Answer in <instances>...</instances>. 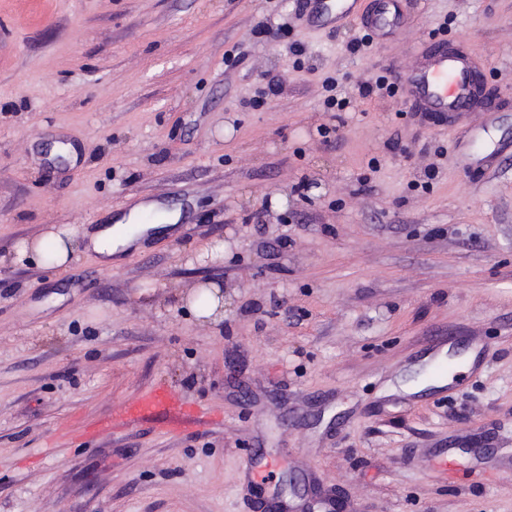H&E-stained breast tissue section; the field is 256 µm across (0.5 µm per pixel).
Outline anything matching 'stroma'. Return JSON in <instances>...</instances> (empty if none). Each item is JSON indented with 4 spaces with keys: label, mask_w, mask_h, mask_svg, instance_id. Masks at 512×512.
<instances>
[{
    "label": "stroma",
    "mask_w": 512,
    "mask_h": 512,
    "mask_svg": "<svg viewBox=\"0 0 512 512\" xmlns=\"http://www.w3.org/2000/svg\"><path fill=\"white\" fill-rule=\"evenodd\" d=\"M301 2L0 0V512H255L251 454L306 485L293 512H512V471L477 463L512 444V0H404L359 53ZM428 38L469 45L495 112L359 98ZM154 201L175 232L112 266L15 260ZM434 334L480 373L386 394ZM158 383L213 424L96 431Z\"/></svg>",
    "instance_id": "1"
}]
</instances>
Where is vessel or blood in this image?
I'll return each mask as SVG.
<instances>
[{"label":"vessel or blood","mask_w":512,"mask_h":512,"mask_svg":"<svg viewBox=\"0 0 512 512\" xmlns=\"http://www.w3.org/2000/svg\"><path fill=\"white\" fill-rule=\"evenodd\" d=\"M304 16L312 25L341 28L355 22L378 38L405 22L399 0H305ZM473 68L472 59L465 50L452 54L444 41L433 40L427 46L422 64L402 67L396 75L408 97L425 111L444 117L469 110L476 89ZM155 417L162 418L173 433L196 430L209 420L203 410L187 406L176 390L160 385L124 407L118 415L103 420L102 426L120 428ZM276 466L273 460L246 466L244 488L256 505L265 504L268 482Z\"/></svg>","instance_id":"1"}]
</instances>
